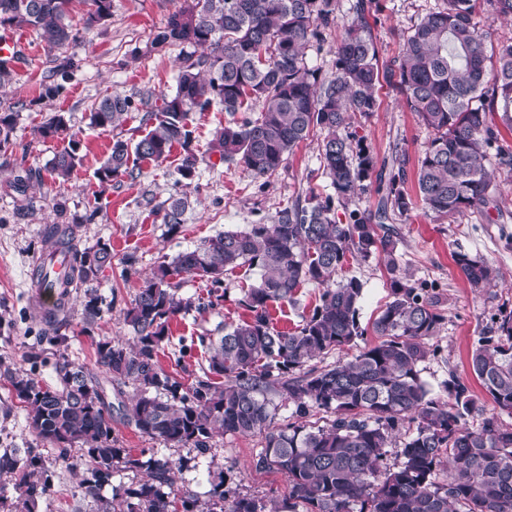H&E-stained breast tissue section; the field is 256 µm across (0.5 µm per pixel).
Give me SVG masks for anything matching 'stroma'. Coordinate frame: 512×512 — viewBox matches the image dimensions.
<instances>
[{
  "mask_svg": "<svg viewBox=\"0 0 512 512\" xmlns=\"http://www.w3.org/2000/svg\"><path fill=\"white\" fill-rule=\"evenodd\" d=\"M434 5L435 0H377L369 24L380 66L399 60L404 33ZM175 6L176 0H114L111 19L88 29L84 26L86 0H73L68 21L81 29L82 38L70 48L79 68L67 96L40 98L38 85L51 62L30 30L21 33L29 47L28 56L18 65L12 85L0 89V107L26 101L19 114L15 152L25 155L27 166L45 172L33 189V208L19 213L7 186L12 162L0 156V359L15 369L35 373L47 384L56 382V358L44 339L47 325L35 303L31 277L36 261L49 248L43 229L59 219L56 202H65V218L74 225L79 248L104 243L112 249V266L96 282L101 318L85 325L86 298L80 289L73 291L58 314L66 325L70 359L103 381L107 375L97 362L96 344L103 338L131 342L125 312L143 279L160 263L219 232L274 223L278 212L296 200L311 195L322 198L332 192L320 168L323 135L318 131L295 148L269 178H253L226 162L200 165L197 176L187 183L176 171L182 154L176 147L164 162H140L134 175L118 184L103 185L95 179L94 171L114 140L134 143L147 129L140 109L129 112L110 131L91 128L89 112L94 102L113 92L137 101L147 90L158 96L175 89L179 49L163 55L150 50L154 31L166 23ZM336 14V24L324 32L322 48H309L306 55L309 68L321 81L335 73L333 49L352 18L348 0H339ZM377 99L376 112L359 118L353 130L381 167L383 177L404 171L402 188L415 194L418 159L431 133L393 88H380ZM56 112L70 116L72 131L81 141L82 161L64 182L48 176L46 170L54 155L65 148V140L42 141L33 136L34 128ZM182 194L189 197L191 205L179 230L172 233L159 210L170 197ZM390 225L396 231L401 269L428 289L445 316L442 330L432 341L438 353L420 366L422 380L432 394L440 395L449 375H456L469 386L478 404L492 409L491 399L470 368V356L480 337L494 334L499 308H512V245L506 243L512 238V183L499 181L497 206L487 212L440 218L418 204L408 215H393ZM458 253L484 258L499 271L498 281L486 288L471 287L454 261ZM343 273L363 284L359 320L367 330L366 343H376L370 328L388 300L387 268L375 257L352 259ZM258 279L257 270L245 267L225 274L223 298L217 307L194 310L173 320L170 341L159 353L161 367L191 381L203 377L208 364L200 337L246 318L241 300ZM33 442L23 405L0 380V448H25ZM210 445V453L203 457L189 448L164 451L181 467L179 485L200 500L210 499L219 483L229 500L245 495L287 496L284 475L253 466L261 437L217 434ZM50 469L53 477L41 512H91L89 503L79 495L86 468L76 455L51 462Z\"/></svg>",
  "mask_w": 512,
  "mask_h": 512,
  "instance_id": "obj_1",
  "label": "stroma"
}]
</instances>
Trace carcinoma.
Instances as JSON below:
<instances>
[{
  "mask_svg": "<svg viewBox=\"0 0 512 512\" xmlns=\"http://www.w3.org/2000/svg\"><path fill=\"white\" fill-rule=\"evenodd\" d=\"M87 25L112 17V0H90ZM179 0L176 10L151 41L165 52L189 47L183 54L172 94L146 107L147 133L131 145L112 144L94 172L102 185L133 176L143 160L164 161L174 146L182 149L177 173L191 181L205 156L234 163L255 178L271 177L288 154L314 131L325 132L320 167L334 195H315L279 211L273 224L226 230L163 262L146 277L126 312L132 342H98L97 360L111 380L133 386L123 419L150 440L169 448L192 447L204 456L219 432L259 436L264 445L253 465L278 471L288 479V497H236L224 506V492L204 503L176 487L175 463L158 452L143 462L113 447L112 402L98 380L66 357L55 362L57 383L4 366L11 390L27 410L36 439L63 452L75 450L89 477L80 496L95 504L92 512H111L101 490L116 464L146 468V478L129 489L126 512H173V495H181L183 512H512V310L501 309L496 335L482 336L471 367L494 404L472 426L478 410L469 388L449 373L448 398L430 394L419 365L431 350L445 316L426 289L401 272L397 241L379 234L378 223L393 212L414 207L398 183L405 170L378 185L376 213L352 210L336 219V205L347 206L364 188L375 168L363 141L346 133L353 117L378 107L376 92L387 85L433 132L418 159L417 199L427 211L452 218L467 211H487L495 201V173L512 176V43L497 52L488 68L485 35L474 21V0H436L409 28L396 66L381 67L367 16L375 0H354V17L335 47L334 77L318 82L306 62V49L323 41L336 23L337 0H197V11ZM71 0H0V29L36 32L54 66L40 96L58 98L70 87L79 64L66 49L80 32L68 22ZM21 55L0 59V88L11 85ZM262 103L255 118L219 129L205 150L195 144L190 115L219 106L248 112ZM17 101L0 109V154L14 152ZM132 108L129 97L112 93L95 102L89 125L101 131L118 126ZM499 114L500 124L488 120ZM35 135L42 140L69 138L68 147L51 160L48 172L70 178L81 161L80 141L70 118L56 112ZM37 178L15 161L9 187L24 205ZM189 207L171 199L162 223L171 230L184 222ZM45 237L69 256L71 274L53 286L58 306L70 289L97 280L112 266L105 244L79 250L70 226L51 224ZM381 257L390 273L389 301L373 322L380 341L334 365L313 361L364 338L359 322L363 287L355 277H339L351 258ZM456 263L473 288H485L498 271L480 257L457 254ZM256 268L259 282L245 292L248 317L224 325V335L209 339L208 373L221 378L190 384L162 369L158 355L169 339V321L180 314L214 307L221 300L224 274ZM181 274L210 283L208 303L179 293ZM322 287L319 304L289 331L273 326L270 308L293 305L302 285ZM297 420L274 425L284 403ZM329 414L324 424L307 420L313 411ZM400 443L401 460L386 464L388 449ZM51 472L36 448H0V480H14L18 496L10 512H37L46 500Z\"/></svg>",
  "mask_w": 512,
  "mask_h": 512,
  "instance_id": "carcinoma-1",
  "label": "carcinoma"
}]
</instances>
